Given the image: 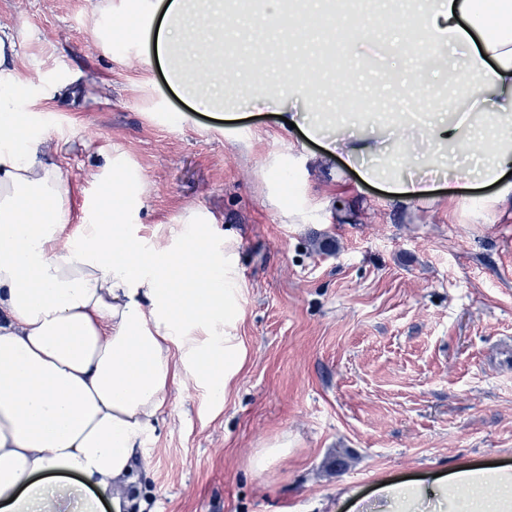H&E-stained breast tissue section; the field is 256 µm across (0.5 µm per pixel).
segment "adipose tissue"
Returning a JSON list of instances; mask_svg holds the SVG:
<instances>
[{
  "label": "adipose tissue",
  "instance_id": "adipose-tissue-1",
  "mask_svg": "<svg viewBox=\"0 0 512 512\" xmlns=\"http://www.w3.org/2000/svg\"><path fill=\"white\" fill-rule=\"evenodd\" d=\"M157 8L155 62L191 100L202 87L223 94L229 71L179 54L192 42L222 50L223 0H159ZM411 25L435 49L468 46L452 75L489 90L471 111L406 112L371 131L294 110L287 119L396 198L422 197L415 169L447 152L476 165L443 164L438 176L493 186L486 207H511L512 0H422ZM15 55L13 35L0 27V512H99L106 502L124 512L170 386L193 375L220 400L245 363L238 338L217 331L236 317L234 246L212 245L188 224L170 229L165 245L132 241L123 209L130 188L118 174L79 243L63 241L71 185L53 136L20 133L31 102L12 76ZM488 101L493 129L479 133L474 114ZM376 492L394 512H415L426 498L439 512H512V472L479 467Z\"/></svg>",
  "mask_w": 512,
  "mask_h": 512
}]
</instances>
